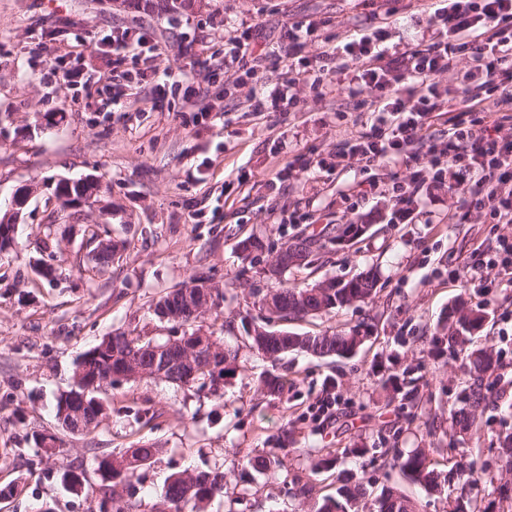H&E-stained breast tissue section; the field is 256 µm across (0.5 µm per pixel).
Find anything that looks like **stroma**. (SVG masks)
<instances>
[{
  "label": "stroma",
  "instance_id": "35a3bbf8",
  "mask_svg": "<svg viewBox=\"0 0 512 512\" xmlns=\"http://www.w3.org/2000/svg\"><path fill=\"white\" fill-rule=\"evenodd\" d=\"M361 0H0V214L15 190L37 182L40 190L24 209L13 250L0 253V512H89L85 493L63 487V466L83 468L97 484V455L135 443H160L164 452L144 466L130 489L133 512H151L167 478L185 468L221 469L228 492L207 512H267L273 503L293 512L284 477L310 478L303 448H368L371 456L349 460L369 493L394 486L416 500L421 512H448L455 489L427 493L391 470L380 449L428 448L435 462L478 458L486 477L471 496L496 499L493 477L501 473L495 434L512 432V409L492 417L487 435L460 443L450 433L448 408L462 373L452 358L433 360L429 333L459 297H475L465 260L477 244L493 246L488 224H452L448 189L418 199L412 219L394 218L392 201L374 198L349 204L346 195L362 178L357 163L342 171L311 169L286 177L300 154L328 158L337 144L373 121L348 95H331L305 112H248L243 102L255 82L275 85L288 77L287 58L269 57L258 81L236 84L219 76L208 83L203 66L223 51L224 30L259 23L265 42L285 41L289 25L325 19L321 33L336 45L358 34ZM139 21L156 31L164 50L154 64L184 85L209 90L208 112H191L182 95L155 104L152 87L120 97L118 106L97 105V87L67 86L54 76L50 33L71 42ZM199 67H191L193 59ZM100 176L104 191L79 210H63L47 185L61 177ZM310 224H292L294 207ZM381 208L392 214L362 239L339 248L337 225ZM110 234L123 248L111 264L87 259L91 234ZM256 236L263 251L250 255L240 240ZM299 239L320 246L313 266L291 268L282 278L266 268L282 247ZM53 257L52 279L37 276L36 260ZM458 277H449V269ZM377 277L372 302L291 323L274 330L313 334L360 327L364 345L349 359L317 360L291 353L278 364L288 390L271 399L258 389L268 363L246 341L245 323L263 322L257 296L288 285H305L365 271ZM208 278L221 295L194 326L223 330L239 359L223 398L149 378L116 385L105 398L112 414L88 437L68 440L54 457L35 448L33 431L53 429L56 397L69 389L75 360L104 334L176 336L178 322L158 319L151 304L163 291L195 277ZM490 320L483 329L508 350L512 376V287L486 290ZM417 379L421 416L405 421L381 386V377ZM336 405L328 420L314 413L326 387ZM435 418L429 434L427 418ZM299 447L287 474H243L234 465L255 450L272 447L284 428Z\"/></svg>",
  "mask_w": 512,
  "mask_h": 512
}]
</instances>
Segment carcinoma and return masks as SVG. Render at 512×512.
<instances>
[{"instance_id":"obj_1","label":"carcinoma","mask_w":512,"mask_h":512,"mask_svg":"<svg viewBox=\"0 0 512 512\" xmlns=\"http://www.w3.org/2000/svg\"><path fill=\"white\" fill-rule=\"evenodd\" d=\"M377 278L367 272L351 279H336L329 287L319 281L300 288L289 286L277 291L281 303V320L294 321L307 316H316L332 309L348 308L367 303L376 295ZM183 289L177 288L161 296L154 310L171 309L180 305ZM488 315L482 306L459 298L449 309L448 316L437 325L430 336V353L440 359L445 355L462 360L464 378L456 388L454 401L448 409L453 435L461 438L481 436L488 422L486 413L502 405L512 407L505 400L506 392L512 387V380L505 378L506 351L488 341L479 348L472 347L474 337L481 332ZM365 336L360 330L348 332L323 330L315 335H300L290 332L286 336H264L262 341L250 338L251 348L262 358L275 362L279 356L291 351H302L316 358L354 356ZM220 351L203 356L197 374L182 378L176 355L170 352L157 353L152 347L153 339L130 336L124 332H113L104 337L74 363L73 377L82 380L102 377L108 372L125 367L128 359L138 360L143 368L141 377L153 378L168 383L206 390L221 399L218 380L226 378L233 371L238 351L224 344L223 338L214 337ZM383 386L400 398V408L406 416H418L417 391L408 388L407 383L391 375L383 380ZM288 387V379L268 370L260 380L261 392L273 398L280 397ZM109 407L98 397L96 391H84L73 387L61 394L56 403V419L64 436H49L41 431L32 433L35 447L47 454L65 445L64 437H85L90 435L108 414ZM497 456L503 463L505 473L512 475V432L498 436ZM163 452L157 443L142 444L135 448L138 464L124 468V452L109 453L97 460V471L101 476L98 492L102 498L112 501V512H132L133 505L124 500L123 489L138 479V470L153 462ZM303 452L310 459L311 471L315 475L330 472L334 475L336 488L314 502L311 512H364L367 489L361 482L353 480L350 470L341 468V455L363 457L367 448H345L342 453L324 451L322 448H305ZM382 454L388 457L392 468L399 470L411 482L420 485L427 492L440 493L445 486L455 485L459 493L450 502V512H490L491 505H483L472 498L467 489L479 480L482 471L475 461L455 462L444 471L437 468L427 448H414L403 452L397 448H386ZM285 448L256 450L248 454L243 465L256 473L263 474L274 468L286 467ZM63 485L73 492H80L89 485L85 471L66 466L60 473ZM226 490V474L222 471H197L187 479L183 473L172 475L164 488L169 512H204L206 504ZM313 482L295 481L286 488V493L303 506L312 499ZM374 512H418L417 503L396 487L381 491L374 503Z\"/></svg>"}]
</instances>
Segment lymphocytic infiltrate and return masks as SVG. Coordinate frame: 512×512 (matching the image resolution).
Here are the masks:
<instances>
[{"mask_svg":"<svg viewBox=\"0 0 512 512\" xmlns=\"http://www.w3.org/2000/svg\"><path fill=\"white\" fill-rule=\"evenodd\" d=\"M363 2L359 37L313 60L303 50L323 20L290 25V78L247 98L249 111H306L309 101L292 92L298 83L310 85L318 101L334 90L347 92L377 115L369 130L336 150V169L352 160L360 165L364 178L354 195L392 194L399 219L408 220L423 189L444 185L457 197L449 223H468L476 209L485 223L512 224V0H435L430 38L391 48L390 0ZM158 49L152 33L138 25L95 42L58 41L52 54L67 85L92 83L105 90L126 59L142 60L136 83L154 82L159 93L163 87L152 66ZM272 54L257 23L233 29L224 43L225 65L245 68L252 78ZM443 74L451 87L438 83ZM455 87L465 94L462 103L451 95ZM440 118L446 127L434 130ZM467 267L476 276L493 267L512 280V239L500 237L492 249L474 248Z\"/></svg>","mask_w":512,"mask_h":512,"instance_id":"obj_1","label":"lymphocytic infiltrate"}]
</instances>
